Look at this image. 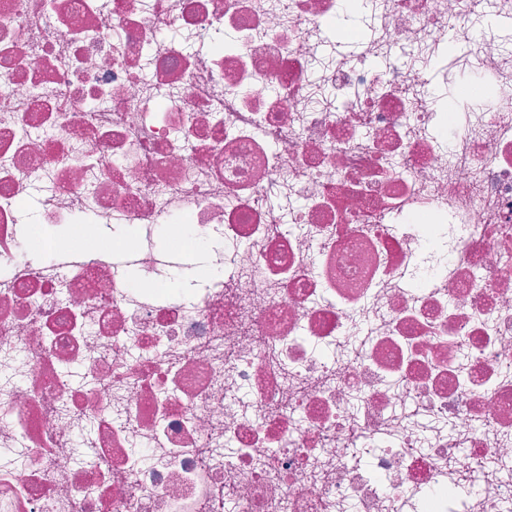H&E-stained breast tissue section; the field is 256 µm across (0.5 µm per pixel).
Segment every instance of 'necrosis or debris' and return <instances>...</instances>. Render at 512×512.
Listing matches in <instances>:
<instances>
[{
    "label": "necrosis or debris",
    "instance_id": "1",
    "mask_svg": "<svg viewBox=\"0 0 512 512\" xmlns=\"http://www.w3.org/2000/svg\"><path fill=\"white\" fill-rule=\"evenodd\" d=\"M345 8L0 0V512H512V0Z\"/></svg>",
    "mask_w": 512,
    "mask_h": 512
}]
</instances>
